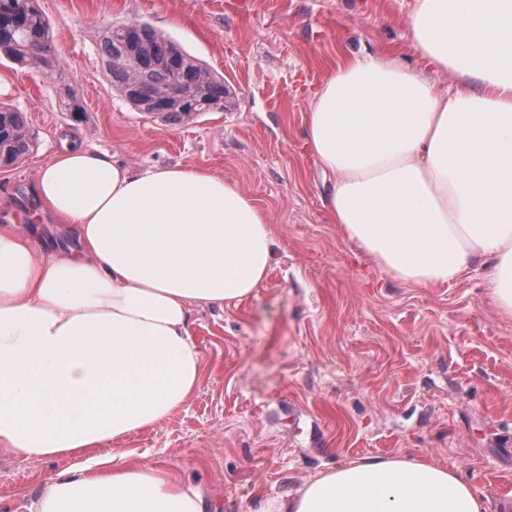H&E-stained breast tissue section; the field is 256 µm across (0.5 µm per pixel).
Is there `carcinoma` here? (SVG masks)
Returning a JSON list of instances; mask_svg holds the SVG:
<instances>
[{
  "label": "carcinoma",
  "mask_w": 512,
  "mask_h": 512,
  "mask_svg": "<svg viewBox=\"0 0 512 512\" xmlns=\"http://www.w3.org/2000/svg\"><path fill=\"white\" fill-rule=\"evenodd\" d=\"M126 25H111L100 40L104 68L112 86L138 110L182 123L203 112L224 110L228 90L224 78L214 75L161 34L135 49L125 35ZM51 25L38 0H0V54L24 68H51L57 59L48 55ZM144 84L152 90L150 108L132 95ZM60 109L84 112L75 89L64 90ZM32 138L23 113L0 106V166H10L27 155Z\"/></svg>",
  "instance_id": "1"
}]
</instances>
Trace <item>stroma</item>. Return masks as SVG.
I'll use <instances>...</instances> for the list:
<instances>
[{"label": "stroma", "mask_w": 512, "mask_h": 512, "mask_svg": "<svg viewBox=\"0 0 512 512\" xmlns=\"http://www.w3.org/2000/svg\"><path fill=\"white\" fill-rule=\"evenodd\" d=\"M415 0H39L59 64L52 76L0 55V102L24 112L30 153L0 167V225L39 224L29 189L65 139L137 167L202 168L235 184L271 219L273 260L251 297L196 306L203 380L184 411L109 453L158 463L220 512H257L310 478L363 456L421 458L464 473L491 501L512 492V320L487 296L488 271L431 288L396 281L346 239L326 210L329 176L305 134L311 97L339 55H402ZM149 24L213 73L223 111L172 125L112 89L104 29ZM80 93L77 118L61 111ZM0 449V512L76 464Z\"/></svg>", "instance_id": "35a3bbf8"}]
</instances>
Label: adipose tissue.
<instances>
[{"label":"adipose tissue","instance_id":"adipose-tissue-1","mask_svg":"<svg viewBox=\"0 0 512 512\" xmlns=\"http://www.w3.org/2000/svg\"><path fill=\"white\" fill-rule=\"evenodd\" d=\"M409 37L452 85L394 52L349 54L310 103L326 207L395 280L437 286L489 268L487 295L512 319V0H416ZM30 194L63 228L46 244L0 227V447L83 461L39 482L27 512H215L172 469L100 449L195 394L191 308L259 288L267 213L207 170L134 169L74 141ZM489 510L458 470L361 457L259 512Z\"/></svg>","mask_w":512,"mask_h":512}]
</instances>
